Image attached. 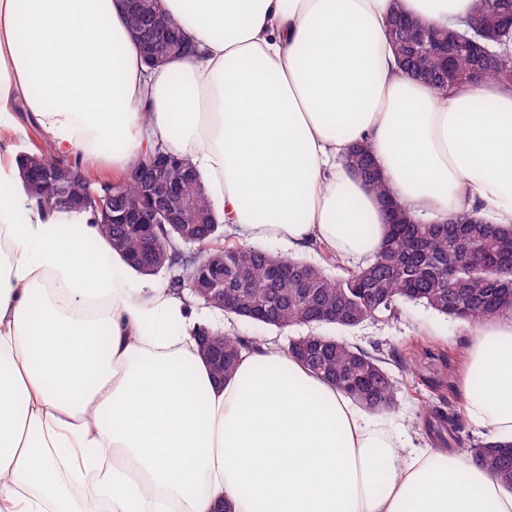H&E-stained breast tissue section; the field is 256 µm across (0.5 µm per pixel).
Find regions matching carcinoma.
Listing matches in <instances>:
<instances>
[{"label": "carcinoma", "mask_w": 512, "mask_h": 512, "mask_svg": "<svg viewBox=\"0 0 512 512\" xmlns=\"http://www.w3.org/2000/svg\"><path fill=\"white\" fill-rule=\"evenodd\" d=\"M475 13L483 16L488 35L494 37L500 26L512 22V0H476ZM161 19L156 39L166 43L182 33L177 19L162 11L158 0H142V5L128 12L131 32L143 29L153 18ZM408 25L390 23L389 39L402 64L410 65L424 77L437 93L448 94L454 87L469 82L477 59L458 43L448 44V30L416 17L407 18ZM426 33L429 42L448 46L453 56L452 68L444 70L438 52H414L416 30ZM484 79L512 85V55L499 53L492 64L484 67ZM46 145L35 146L19 159L26 169L38 161L46 162ZM347 167L366 172L372 165L371 151L361 145L345 158ZM71 165L58 164L47 178L23 180L30 198L55 216L71 215L72 207L62 198L60 188L70 179ZM116 199L128 200L143 194V185L124 180ZM110 185L97 184L86 177L90 204L84 212L90 223L99 226L107 242L121 241L111 251L123 260L141 251L140 238L123 224H108L100 217L97 199ZM188 203L203 224L214 225V233L201 242L215 258L224 261V295L246 301L257 309L276 305L279 330L294 326L327 325L351 330L377 318L389 319L404 303L422 304L440 315L474 325L504 313L512 314V228L489 222L476 211L463 212L443 224L414 219L405 209L398 210L399 223L388 225L387 234L372 262L356 269L346 268L339 260L323 257L329 267L344 274L329 276L325 270L294 256H271L269 253L239 244L224 233L204 189H197ZM159 250L162 261L180 269V279L167 283L170 292L181 295L196 277V269L188 255L181 251L178 234L168 225L161 227ZM278 263L286 276L276 281L270 274V263ZM309 354L298 355L293 346L288 353L310 371L336 385L340 391L372 413H387L397 404L400 387L386 368L385 359L335 336L312 333ZM263 338L224 335L220 343L222 355L212 354L204 341L198 342V353L216 377L232 374L241 354L259 348ZM428 420L437 428L432 431L437 443L448 446L462 442L465 426L453 405L445 400L433 404ZM472 456L486 467L502 485L512 490V443L480 442L471 446Z\"/></svg>", "instance_id": "obj_1"}]
</instances>
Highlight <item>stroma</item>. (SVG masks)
Instances as JSON below:
<instances>
[{
    "mask_svg": "<svg viewBox=\"0 0 512 512\" xmlns=\"http://www.w3.org/2000/svg\"><path fill=\"white\" fill-rule=\"evenodd\" d=\"M199 324L223 327L225 333L274 339L287 345L290 336L301 335V328L279 331L275 327L251 320L228 317L221 312L197 307ZM349 342L381 352L401 349L411 365L410 374L396 373L401 390L398 406L386 420L392 427L409 434L425 431L427 403L445 396L454 406H461V374L464 349L470 340L468 326L445 318L421 305H401L395 319L366 322L346 331Z\"/></svg>",
    "mask_w": 512,
    "mask_h": 512,
    "instance_id": "1",
    "label": "stroma"
}]
</instances>
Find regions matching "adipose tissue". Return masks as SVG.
Wrapping results in <instances>:
<instances>
[{
  "label": "adipose tissue",
  "instance_id": "ef3b65f1",
  "mask_svg": "<svg viewBox=\"0 0 512 512\" xmlns=\"http://www.w3.org/2000/svg\"><path fill=\"white\" fill-rule=\"evenodd\" d=\"M194 52L150 66L125 0H0V126L29 112L61 162L187 160L242 244L373 257L388 216L345 158L371 149L419 221L512 227V91L402 71L388 19L461 28L473 0H161ZM0 151V512H512L472 456L415 448L271 342L215 379L186 299L130 286ZM66 296L60 308L57 295ZM103 303L101 319L78 310ZM463 415L512 441V316L472 327Z\"/></svg>",
  "mask_w": 512,
  "mask_h": 512
}]
</instances>
